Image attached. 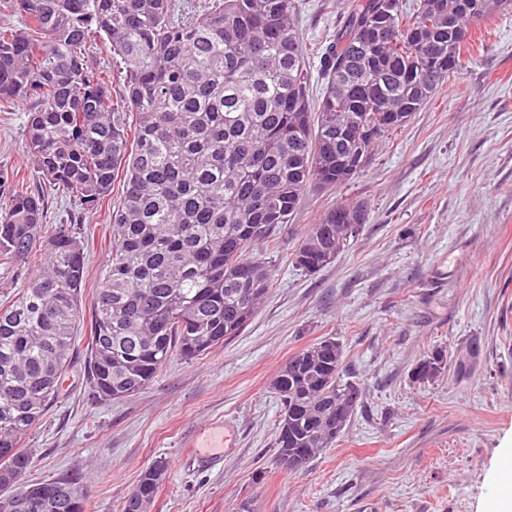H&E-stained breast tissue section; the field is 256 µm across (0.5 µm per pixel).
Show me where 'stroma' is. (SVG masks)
Here are the masks:
<instances>
[{
  "label": "stroma",
  "mask_w": 512,
  "mask_h": 512,
  "mask_svg": "<svg viewBox=\"0 0 512 512\" xmlns=\"http://www.w3.org/2000/svg\"><path fill=\"white\" fill-rule=\"evenodd\" d=\"M347 0H295L309 95L322 92L320 55ZM462 73L345 184L309 190L270 257L275 285L244 330L196 361L172 358L137 394L92 399L76 346L64 395L25 445L31 477H80L90 512H120L155 458L169 468L152 512H488L512 495V9L471 26ZM34 100L0 112V169L31 178ZM51 224L83 227L82 311L91 313L112 252L115 180L103 203L80 208L49 190ZM369 220L316 273L292 255L311 224L345 199ZM326 337L345 351V380L362 404L336 443L291 475L276 463L281 404L269 391L292 357ZM477 345L471 371L413 383L433 348ZM215 418L235 428L209 468L180 446Z\"/></svg>",
  "instance_id": "1"
}]
</instances>
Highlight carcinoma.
<instances>
[{"label": "carcinoma", "instance_id": "carcinoma-1", "mask_svg": "<svg viewBox=\"0 0 512 512\" xmlns=\"http://www.w3.org/2000/svg\"><path fill=\"white\" fill-rule=\"evenodd\" d=\"M507 0H348L323 53L321 101L291 22L295 0H212L185 18L173 0H0L23 26L0 25V107L37 98L28 146L38 182L0 170V265L44 252L45 268L0 303V512H72L71 476L30 483L22 448L56 402L81 324V225L49 226L47 186L83 208L123 175L112 211V254L87 337V382L96 399L122 400L174 356L191 361L237 336L274 287L272 251L310 188L359 175L358 158L403 128L459 75L467 26ZM106 38L124 65L122 102L89 44ZM135 124H129V119ZM361 201L326 209L293 262L334 261ZM344 347L326 337L292 356L271 383L282 404L277 461L298 473L344 432L336 404H361L343 380ZM447 349L418 361V384L446 374ZM168 462L142 471L122 512H151ZM30 489L39 507L21 504Z\"/></svg>", "mask_w": 512, "mask_h": 512}]
</instances>
